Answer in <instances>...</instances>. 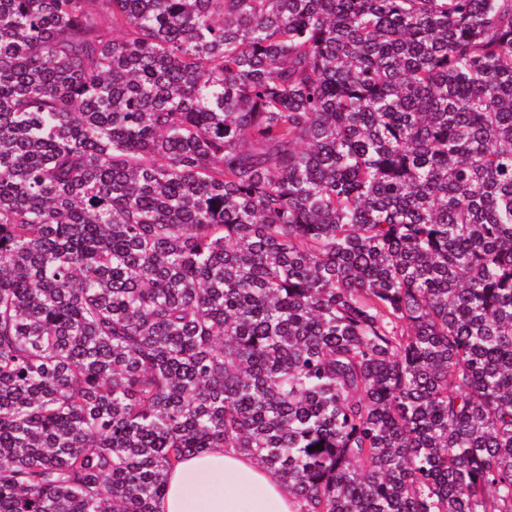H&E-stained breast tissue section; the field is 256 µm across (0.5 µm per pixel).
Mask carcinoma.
I'll list each match as a JSON object with an SVG mask.
<instances>
[{
	"label": "carcinoma",
	"mask_w": 512,
	"mask_h": 512,
	"mask_svg": "<svg viewBox=\"0 0 512 512\" xmlns=\"http://www.w3.org/2000/svg\"><path fill=\"white\" fill-rule=\"evenodd\" d=\"M512 512V0H0V512ZM225 480L217 490L212 479ZM288 484L235 448L186 456L168 475L156 512H296Z\"/></svg>",
	"instance_id": "cac0c4a2"
}]
</instances>
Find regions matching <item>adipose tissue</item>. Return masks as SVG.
<instances>
[{"label":"adipose tissue","mask_w":512,"mask_h":512,"mask_svg":"<svg viewBox=\"0 0 512 512\" xmlns=\"http://www.w3.org/2000/svg\"><path fill=\"white\" fill-rule=\"evenodd\" d=\"M298 503L274 471L233 448L186 456L168 475L155 512H296Z\"/></svg>","instance_id":"adipose-tissue-1"}]
</instances>
